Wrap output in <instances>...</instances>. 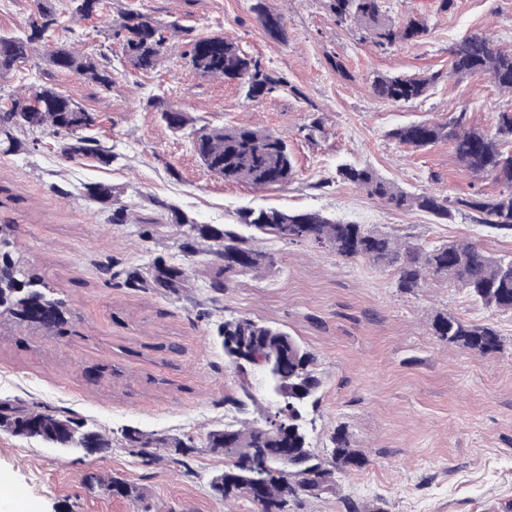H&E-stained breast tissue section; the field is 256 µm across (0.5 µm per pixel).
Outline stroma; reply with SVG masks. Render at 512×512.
I'll use <instances>...</instances> for the list:
<instances>
[{
  "label": "stroma",
  "mask_w": 512,
  "mask_h": 512,
  "mask_svg": "<svg viewBox=\"0 0 512 512\" xmlns=\"http://www.w3.org/2000/svg\"><path fill=\"white\" fill-rule=\"evenodd\" d=\"M128 0H112L99 16L72 23L58 39L85 55L110 51L117 69L110 91L69 72H49L42 59L26 73L50 75L55 86L98 117L94 134L110 147L103 166L62 156V139L21 134L24 151L0 154V221L14 222L19 245L46 278L59 282L79 320L71 336L38 332L0 336V402L38 403L76 417L112 441L103 457L83 456L0 432V485L23 512H258L247 498L222 501L210 487L224 458L204 447L224 423L259 417L271 407L260 369L239 375L224 360L217 328L224 319L273 323L316 358L323 384L307 415L313 446L328 457L329 438L345 428L368 463L337 473L339 486L291 502L290 512H346L350 497L362 512H512V312L492 313L460 285L429 281L400 292L394 268L344 260L307 243L262 241L272 270L233 277L224 293L208 287L211 268L199 255L189 300L124 284L128 268L161 256L180 262L176 225L143 239L132 224L90 202L88 183L121 191L138 214L155 215L154 200L177 205L201 224H233L242 208L319 211L344 223L382 228L424 247L473 241L492 254L512 252V235L469 219L437 223L421 210L403 211L339 181L344 162L370 165L412 193L451 198L497 194L492 177L468 175L448 142L413 150L388 138L412 122L496 129L512 95L485 76L449 75L450 49L475 31L512 46V0H387L392 20L425 18L428 35L415 44L375 45L357 25L337 22L328 0H266L281 14L284 40L268 36L252 0H140L144 13L177 22L175 36L221 34L287 78L288 90L249 100L234 81L203 76L177 56L152 70L122 60L107 35ZM340 56L351 79L328 59ZM376 73L438 74L425 98L404 105L376 99ZM174 107L196 125L242 122L283 136L296 174L283 187L256 189L210 173L187 138L161 118ZM319 129H311L313 120ZM445 312L489 323L502 350L481 357L441 342L430 320ZM106 366L95 380L86 367ZM251 391L256 404L238 412L233 400ZM136 428L168 438H193L197 451L175 463L170 449L146 466L121 438ZM118 477L138 495L122 498L90 485V474Z\"/></svg>",
  "instance_id": "obj_1"
}]
</instances>
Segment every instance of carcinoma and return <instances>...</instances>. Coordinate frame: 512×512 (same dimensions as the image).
<instances>
[{
	"label": "carcinoma",
	"instance_id": "cac0c4a2",
	"mask_svg": "<svg viewBox=\"0 0 512 512\" xmlns=\"http://www.w3.org/2000/svg\"><path fill=\"white\" fill-rule=\"evenodd\" d=\"M107 4L108 0H66L59 8L50 0H36L23 29L0 33V79L39 56L56 71L71 72L103 91L112 90V58L107 53L85 56L69 46L51 43L59 31L66 29V21L89 19ZM251 9L271 38H283L281 17L267 8L265 0H254ZM329 9L337 20L360 26L380 46L414 43L429 32L423 18L410 17L393 24L385 0H330ZM177 29V22L161 24L131 3L108 39L120 42L127 63L151 70L169 50L166 31ZM181 56L203 75L238 81L250 100L288 86L284 77L265 68L222 34L190 39ZM451 56L449 74L485 75L500 90L512 93V49H503L489 35L473 32L465 36L452 48ZM438 78L437 74L420 77L376 73L371 91L389 104H406L422 98ZM162 119L172 132L187 135L201 163L226 182H245L264 189L285 186L294 178L295 163L288 143L272 131L242 124L198 127L186 113L171 107L162 111ZM96 126L93 112L54 85L24 86L0 103V145L5 153L21 147L17 132L50 131L68 138L62 149L66 158H91L109 165L112 152L91 135ZM388 137L414 149L446 141L467 172L493 177L500 190L496 195L477 193L452 201L403 191L368 166L342 165L337 177L398 209L424 210L440 221H451L457 214L470 216L493 229L512 233V149L503 148V142L512 140V110L498 113L492 134L465 127L460 115L445 123H408L391 130ZM85 194L112 207V223L144 225L143 237L151 236V227L159 224L157 218L134 214L109 184H88ZM155 205L180 227L177 249L184 263L170 264L159 256L147 271L130 269L125 282L134 288L178 295L188 287L193 258L208 254L213 256L209 287L221 293L229 287L230 277L274 266L271 254L251 245L253 240L271 237L306 242L344 259L366 258L394 267L396 288L402 292H412L429 279L447 280L460 285L491 312L512 311V252L492 255L473 242L442 243L431 248L403 245L389 232L343 224L318 211L263 207L239 212L240 224L249 230L246 237L228 226L199 224L171 203L157 201ZM18 271L26 274L27 287L13 301L0 303V326L9 324L59 338L71 334L76 314L63 292L19 252L14 226L0 224V289L14 287ZM431 326L439 340L483 357L498 353L502 346L500 335L487 323H467L438 313ZM217 332L224 356L241 374L252 367L268 371V393L274 404V411L258 420L226 423L208 433L204 447L227 459L221 472L224 488L218 492L222 500L242 496L259 506L260 512H288L290 501L334 488L336 470L350 471L366 465L342 428L330 438L332 462L314 451L305 415L318 403L321 379L315 369V356L298 339L280 327L246 317L225 320ZM0 417L21 427L36 423L44 438L64 449L82 452L90 437L103 453L112 446L109 439L86 424L36 404L0 403ZM122 439L144 463L152 462L162 448H172L184 457L196 448L191 437L165 438L134 428L124 430Z\"/></svg>",
	"mask_w": 512,
	"mask_h": 512
}]
</instances>
